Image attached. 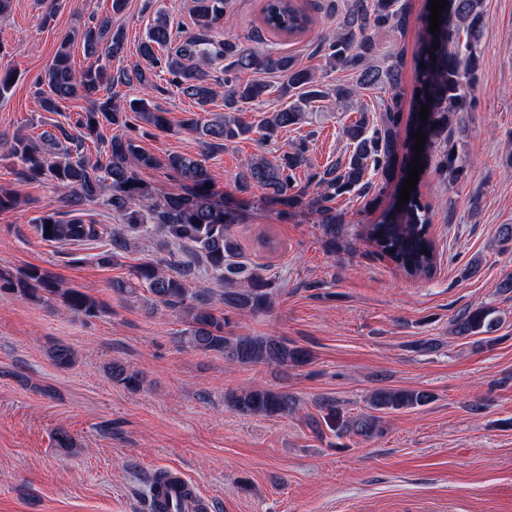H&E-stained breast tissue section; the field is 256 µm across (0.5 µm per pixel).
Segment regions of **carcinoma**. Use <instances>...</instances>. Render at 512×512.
<instances>
[{"label":"carcinoma","instance_id":"cac0c4a2","mask_svg":"<svg viewBox=\"0 0 512 512\" xmlns=\"http://www.w3.org/2000/svg\"><path fill=\"white\" fill-rule=\"evenodd\" d=\"M230 0H192L195 30L177 45H172L173 25L161 16L149 28L139 45L140 56L149 66H135L130 71L112 75L111 62L123 56L125 38L121 28H112L103 19L72 30L61 42L39 84L37 103L44 112H59L61 104L75 98L89 102L79 113L75 132L57 126L58 133L45 132L36 140L16 135L0 157L9 159L19 179L30 182L49 180L59 189L57 206L36 219L34 229L44 242L73 244L100 237L99 225L87 224L79 217L81 206L94 203L121 217L122 232H109L110 249L98 254L102 265H110L128 247V237L161 234L181 247L163 261H144L136 265L128 280L112 282V292L137 298L145 292L151 304L179 311L186 328L183 343L201 353L218 354L224 360L241 365H280L302 368L311 363L309 349L289 343L279 336H226L229 324L226 311L261 314L272 303L275 283L239 260L238 245L230 233L240 223L242 202L224 201L216 190L215 176L205 162L195 156L169 153L166 162L143 150L138 136L148 130H172V124L159 107L146 98H136L122 105L112 96L116 82L136 83L146 91L158 88L157 72L168 75L167 82L193 99L198 110L188 113L178 130L196 135L210 153H216L252 132L238 113L245 106L260 101L267 87L242 82L240 74L267 70L281 75L279 94L289 99L288 107L278 109L260 126L261 139L270 142L279 132L303 122L312 104L329 99L338 108L350 106L361 89L381 88L390 92L383 101L381 123L370 124L366 115L344 126L342 133L349 148L345 158L316 171L308 184L298 182L297 173L310 166L308 141L302 139L291 149L269 160L256 155L247 160L235 176L238 191L253 187L265 190L269 199L288 214L306 206L317 215L325 229V245L336 250V218L330 203L339 196L357 193L363 197L383 193L390 181L398 179L390 203L377 223L367 228L366 237L375 252L386 255L409 277L429 276L437 265L434 241L428 235L432 204L425 201L419 187L411 189L410 200L399 205L400 186L413 167V157L420 156L422 172L432 171L449 183L467 178V165L454 141L456 131L465 125V115L475 106L474 91L482 68L479 41L485 26L481 0H446L438 33L430 32L431 11L421 15L424 39L415 58L413 107L400 137L404 93L401 87V58L394 52L390 63L378 64L375 33L384 28L401 32L409 19L407 0H342V18L336 31L317 37V53L324 70L348 69L355 74L352 84L338 83L327 88L317 73L296 57L264 53L243 45L238 38H217L224 25ZM262 20L266 28L292 35L310 30L313 18L297 0H264ZM80 40L92 61L76 69L70 46ZM439 47H434V43ZM436 60H431V57ZM224 64L223 77L211 79L210 65ZM425 67H420V64ZM224 95V113L202 115L218 94ZM429 107L427 120L420 119L421 106ZM117 126L126 129L114 135L96 156L85 154L86 142L102 144L101 129ZM426 136L423 150L415 152L414 133ZM405 149L401 164L395 163L398 139ZM166 165L176 184L158 194L140 177V171ZM381 176L378 183L369 174ZM314 190H309V185ZM52 222L46 232V222ZM205 261L214 278L224 284L218 299L208 288L189 285L199 261ZM3 289L17 296L40 301L47 296L59 299L73 316L98 315L99 301L85 291L61 288L37 266H29L18 275L3 278ZM490 307L465 308L453 318L452 327L461 337L492 332L500 319ZM50 357L55 365L68 368L74 352L63 345L54 347ZM112 382L129 391L142 386L139 372L113 362L108 369ZM225 402L242 416L282 417L295 412L296 399L289 393L264 386H252L224 397ZM433 394L420 389L380 388L369 398V411L352 415L332 400L318 404L320 415L308 418L318 435L329 430L343 448L341 440L355 436L363 440L384 434L382 415L388 412L423 407Z\"/></svg>","mask_w":512,"mask_h":512}]
</instances>
